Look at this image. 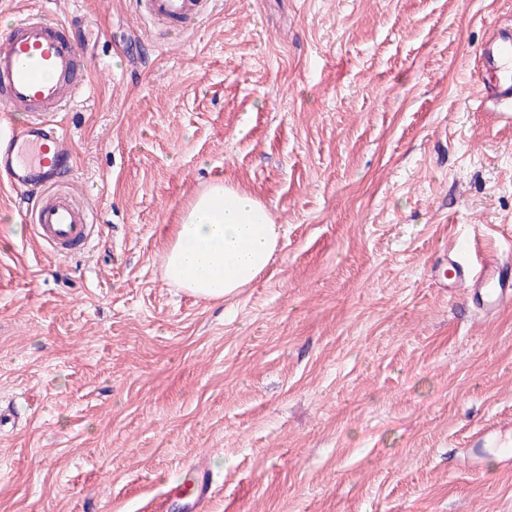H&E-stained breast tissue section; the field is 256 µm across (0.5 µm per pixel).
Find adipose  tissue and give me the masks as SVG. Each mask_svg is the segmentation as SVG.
Instances as JSON below:
<instances>
[{
    "mask_svg": "<svg viewBox=\"0 0 512 512\" xmlns=\"http://www.w3.org/2000/svg\"><path fill=\"white\" fill-rule=\"evenodd\" d=\"M285 234L259 200L217 178L183 209L163 257L166 280L210 301L265 272Z\"/></svg>",
    "mask_w": 512,
    "mask_h": 512,
    "instance_id": "ef3b65f1",
    "label": "adipose tissue"
}]
</instances>
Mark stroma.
Returning <instances> with one entry per match:
<instances>
[{
	"instance_id": "1",
	"label": "stroma",
	"mask_w": 512,
	"mask_h": 512,
	"mask_svg": "<svg viewBox=\"0 0 512 512\" xmlns=\"http://www.w3.org/2000/svg\"><path fill=\"white\" fill-rule=\"evenodd\" d=\"M94 57L61 181L94 208L55 256L0 188V512H158L205 460L209 512H512V305L434 269L512 260V120L473 85L512 0H0ZM221 177L285 236L235 298L166 282ZM140 16L159 27H192L210 13L212 0H135Z\"/></svg>"
}]
</instances>
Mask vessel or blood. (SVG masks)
I'll return each mask as SVG.
<instances>
[{"label": "vessel or blood", "mask_w": 512, "mask_h": 512, "mask_svg": "<svg viewBox=\"0 0 512 512\" xmlns=\"http://www.w3.org/2000/svg\"><path fill=\"white\" fill-rule=\"evenodd\" d=\"M140 16L160 27L190 28L210 12L212 0H135ZM477 86L483 97L512 106V28L498 29L478 51ZM91 60L69 36V27L30 14L0 30V186L26 195L25 220L41 242L63 258L85 252L92 212L58 189L61 172L74 166V142L59 116L84 90ZM27 113L23 125L12 114ZM451 287L466 289L488 312L512 302V266L487 256L471 264L458 249L448 252ZM213 479L203 463L173 485L168 498L190 499L208 512Z\"/></svg>", "instance_id": "obj_1"}]
</instances>
